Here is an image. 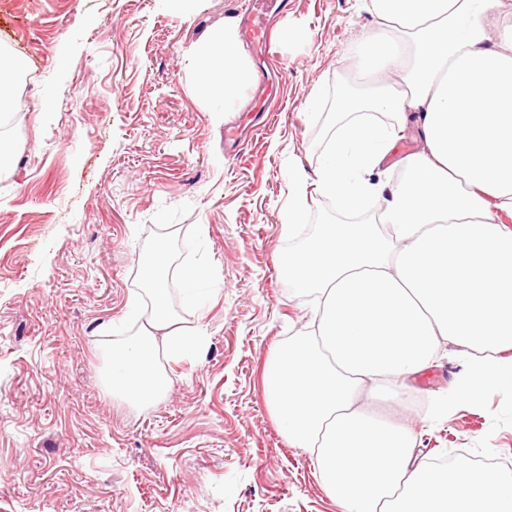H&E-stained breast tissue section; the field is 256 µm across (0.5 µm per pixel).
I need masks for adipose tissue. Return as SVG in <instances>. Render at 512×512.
I'll use <instances>...</instances> for the list:
<instances>
[{
    "instance_id": "1",
    "label": "adipose tissue",
    "mask_w": 512,
    "mask_h": 512,
    "mask_svg": "<svg viewBox=\"0 0 512 512\" xmlns=\"http://www.w3.org/2000/svg\"><path fill=\"white\" fill-rule=\"evenodd\" d=\"M376 20L337 91L315 184L291 176L279 270L312 295L311 317L269 356L268 408L289 444L315 458L342 512H512V480L465 460H419L400 411L410 380L457 347L465 369L446 399L512 388V0H365ZM191 63L224 114L254 81L235 21L200 39ZM416 147L400 155L406 136ZM348 222L304 233L311 193ZM144 288L110 339L114 394L150 403L165 360L200 353L176 328L161 245L140 262Z\"/></svg>"
}]
</instances>
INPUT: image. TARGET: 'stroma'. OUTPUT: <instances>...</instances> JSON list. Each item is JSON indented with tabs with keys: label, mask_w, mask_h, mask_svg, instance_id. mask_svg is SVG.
<instances>
[{
	"label": "stroma",
	"mask_w": 512,
	"mask_h": 512,
	"mask_svg": "<svg viewBox=\"0 0 512 512\" xmlns=\"http://www.w3.org/2000/svg\"><path fill=\"white\" fill-rule=\"evenodd\" d=\"M248 2L0 0V49L22 63L0 168V512H341L283 437L263 373L309 319L277 270L288 175L316 179L332 127L308 99L350 76L374 19L361 0H291L271 21L264 128L228 152L254 89L216 123L189 54ZM170 225V259L212 270L204 305L174 310L208 341L167 361L168 393L141 407L106 392L96 329L123 320ZM463 367L452 350L411 380L415 450L497 458L512 477V389L431 414Z\"/></svg>",
	"instance_id": "stroma-1"
}]
</instances>
